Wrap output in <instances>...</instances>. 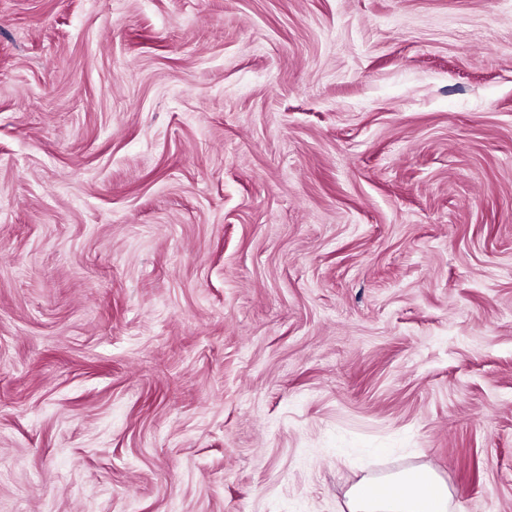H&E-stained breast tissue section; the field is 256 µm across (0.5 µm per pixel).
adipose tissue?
<instances>
[{
	"mask_svg": "<svg viewBox=\"0 0 512 512\" xmlns=\"http://www.w3.org/2000/svg\"><path fill=\"white\" fill-rule=\"evenodd\" d=\"M347 512H453V493L445 479L411 465L350 484Z\"/></svg>",
	"mask_w": 512,
	"mask_h": 512,
	"instance_id": "obj_1",
	"label": "adipose tissue"
}]
</instances>
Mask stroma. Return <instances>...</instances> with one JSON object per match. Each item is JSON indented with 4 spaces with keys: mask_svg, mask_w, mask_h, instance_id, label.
Here are the masks:
<instances>
[{
    "mask_svg": "<svg viewBox=\"0 0 512 512\" xmlns=\"http://www.w3.org/2000/svg\"><path fill=\"white\" fill-rule=\"evenodd\" d=\"M512 512V0H0V512ZM453 500L445 479L418 465L363 477L345 492L348 512H452Z\"/></svg>",
    "mask_w": 512,
    "mask_h": 512,
    "instance_id": "stroma-1",
    "label": "stroma"
}]
</instances>
